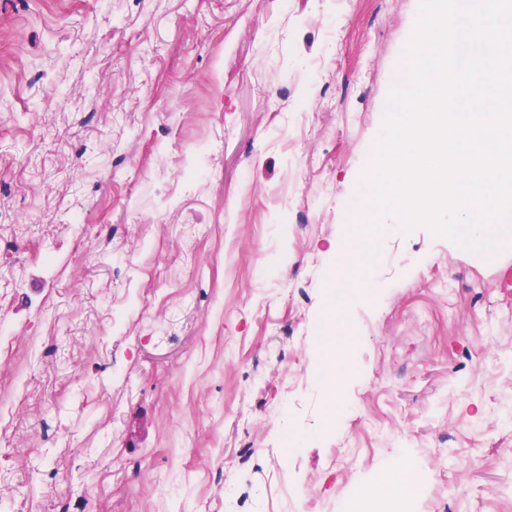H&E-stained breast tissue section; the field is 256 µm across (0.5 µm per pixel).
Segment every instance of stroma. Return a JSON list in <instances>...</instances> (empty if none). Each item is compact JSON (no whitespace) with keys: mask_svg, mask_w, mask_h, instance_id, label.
<instances>
[{"mask_svg":"<svg viewBox=\"0 0 512 512\" xmlns=\"http://www.w3.org/2000/svg\"><path fill=\"white\" fill-rule=\"evenodd\" d=\"M419 3L0 0L1 502L226 512L215 467L255 512L304 485L338 512L512 495V249L384 218L377 296L343 283L338 395L312 373ZM407 464L435 469L412 503Z\"/></svg>","mask_w":512,"mask_h":512,"instance_id":"obj_1","label":"stroma"}]
</instances>
